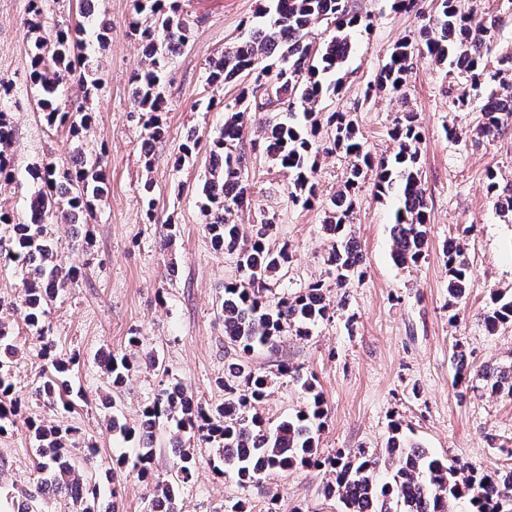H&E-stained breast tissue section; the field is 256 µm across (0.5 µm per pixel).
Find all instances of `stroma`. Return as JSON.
Returning a JSON list of instances; mask_svg holds the SVG:
<instances>
[{
	"instance_id": "1",
	"label": "stroma",
	"mask_w": 512,
	"mask_h": 512,
	"mask_svg": "<svg viewBox=\"0 0 512 512\" xmlns=\"http://www.w3.org/2000/svg\"><path fill=\"white\" fill-rule=\"evenodd\" d=\"M189 28V40L164 74V138L144 154L146 132L133 110L131 77L144 56L131 22L134 0H96V16L111 27L100 53L102 83L96 97L84 99L77 80H69L65 99L86 103L93 123L82 140L64 128L48 127L36 110L29 85L31 39L22 26L29 0H0V76L14 83L10 111L13 126L14 181L0 186V210L25 220L38 186L29 171L47 162L72 164L78 146L104 152L109 192L97 202L93 218L71 226L56 224L52 238L62 264L74 260L75 241H87L89 263L78 287L58 294L45 311L58 357L80 353L81 365L72 377L74 390L85 394L71 412L60 414L35 404L44 360L34 340L24 334L23 312L12 304L23 294V273L17 264L0 268V321L17 331L25 355L13 365L14 393L22 398L24 417L37 424L79 428L100 450L104 467L115 470L113 490H102L100 512H145L148 484L121 466L120 459L135 445L113 435L101 405L108 392L95 362L101 350L123 352L131 332H140L144 348L156 351L170 377L196 397L216 405L224 400L220 382L225 363L234 360L224 346V325L218 298L224 283L236 275L231 256L214 251L204 231L201 186L208 166V142L224 124V106L233 102L234 85L207 84L210 59L232 46L254 21L264 0H178ZM473 22L497 18L488 59L497 63L512 55V0H460ZM354 13L374 19L370 30L352 33L353 52L340 95L328 99L327 111L355 116L358 135L374 158L393 155L397 147L390 129L405 109L418 112L422 125L421 166L428 201L430 232L424 260L402 268L392 259L391 229L395 196L378 194L373 176H366L357 195L352 234L364 256L361 280L340 288L328 277L325 259L331 248L322 228L324 211L342 186L350 159L344 152L320 157L315 174L318 200L314 205L288 199L287 170L262 155H254L244 178L251 186L247 205L237 221L250 227L261 217L272 218L270 244L287 246L288 267L277 290L292 294L321 280L336 305L329 321L311 336L286 332L279 347L252 354L251 365L271 375L270 394L263 406L266 421L276 423L304 405V399L281 365L314 373L327 405V422L318 451L328 455L342 448L380 452L392 422L436 456L492 474L512 458V399L478 388L458 396L453 385L454 349H462L475 369L512 364V324L488 333L478 319L490 289L512 293V213L496 209L487 193V175L512 183V128L489 141L474 129L479 103L459 109L462 93L458 72L420 56L407 81L405 98L387 92L365 99L396 41L417 34L413 14L394 11L392 0H349ZM459 138L448 135L449 128ZM201 143L192 158L180 160L179 147L188 134ZM153 187L155 211L161 221L148 223L144 184ZM474 231L467 240L473 272L468 296L448 304L445 251L459 227ZM175 228L171 248L159 241ZM161 377L143 369L132 374L116 396L121 422L137 426L141 411L156 395ZM200 464L192 483L178 495L180 512H232L244 502L247 512H336L321 489L325 471L294 468L266 476L259 484L241 487L233 473L217 476L208 460L211 448L195 444ZM35 444L27 425L0 433V485L18 490L33 479Z\"/></svg>"
}]
</instances>
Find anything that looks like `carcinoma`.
I'll return each instance as SVG.
<instances>
[{
	"label": "carcinoma",
	"mask_w": 512,
	"mask_h": 512,
	"mask_svg": "<svg viewBox=\"0 0 512 512\" xmlns=\"http://www.w3.org/2000/svg\"><path fill=\"white\" fill-rule=\"evenodd\" d=\"M44 0H31L32 16L25 20L32 39V71L29 81L37 96L46 124L66 126L78 137L91 123V113L83 105L63 108L60 87L64 80L78 76L91 98L99 89L98 80L89 81L77 67L92 68L85 53L82 26L74 28L56 24L51 38L41 35ZM247 36L211 60L206 76L213 85L249 76L254 82H268L267 90L275 101L288 105L287 112L271 117L257 116L251 110L253 90L241 88L235 104L224 112V126L209 143V163L202 193L203 227L213 247L233 256L240 276L224 282V295L219 301L224 323V342L239 350V359L228 366L230 380L224 382V402L212 405L189 394L179 380L171 381L158 391L141 413L138 451L131 470L139 479L152 480L153 443L157 432L174 430L178 455L173 469L175 477L168 483L155 484L149 512L163 500L167 512H177L175 502L180 487L193 481L199 460L189 443L199 441L215 449L213 469L221 474L233 471L242 486L255 485L273 470L286 471L297 465L329 469L331 480L322 493L335 500L337 512H503V504L512 501V465L487 474L469 465L444 462L406 437L401 423L394 422L385 443L383 456L365 452H338L321 461L316 456L318 435L327 418L322 393L313 375L298 367L284 365L280 374L306 397V405L275 425L260 413L268 395L269 378L254 369L251 352L275 349L283 333L293 327L298 336L310 335L317 323L332 317L324 284L315 282L293 295H272L275 276L288 265V249H273L269 237L273 223L266 217L251 225L246 233L236 223L235 214L248 200L249 184L243 179L249 156L239 147L246 125L257 129L252 150L257 151L288 170L291 182L288 197L293 203L307 205L316 196L315 165L322 154L338 150L352 157L349 176L343 188L331 199L325 211L324 231L332 240L326 265L336 286L343 288L361 277L363 260L355 257V239L350 230L355 205V192L365 174L375 173L377 193L395 192L401 207L393 225L392 254L399 266H417L425 257L429 227L427 200L423 188L418 145L421 125L414 112H399L393 121L392 139L398 151L391 158L373 161L365 152L357 135L353 117L346 112H329L321 123L322 103L328 96L341 92V72L351 52L350 32L369 27L370 19L348 9V0H268ZM132 31L142 43L144 66L132 75L134 111L146 117V141L164 137L165 130L158 115L163 103L162 74L173 47L183 49L188 42V26L179 14L177 0H135ZM323 22L333 27V36L316 45L310 37L313 25ZM496 19L474 25L458 8L457 0H436L435 13L422 19L419 39L397 42L388 60L379 70L375 84L365 95L389 91L404 97L413 61L427 55L440 64L466 74V86L455 104L462 109L474 100H483L481 120L474 134L493 139L500 134L511 112H500L494 104L498 94L487 92L498 72L488 69L487 38ZM13 84L0 77V182L13 181L12 158L8 148L12 142V123L4 108ZM33 180L42 184L30 201L29 219L15 222L7 212H0V224L10 229V248L0 259L25 267L24 294L21 305L24 321L36 336L40 354L45 360L44 380L36 396L44 405L70 411L74 395L70 376L75 360L55 357V344L49 339V328L43 317L44 305L66 288L78 286L81 266H63L49 242L46 218L52 216L66 224H75L81 216H94V202L107 193L102 158L96 151L80 152L72 168L59 169L51 162L30 169ZM487 191L497 209L512 213V183L502 186L494 173L487 176ZM472 227L453 239L454 247L446 251L448 297L456 303L470 291L472 273L464 236ZM479 319L486 331L512 323V294L492 290L489 306ZM143 340L131 336L127 352L104 353L99 358L103 375L112 387L123 386L132 371L144 365L168 373L163 359L147 354L145 363L136 359ZM24 351L15 335L0 322V432L17 424L18 404L13 394L10 368ZM455 383L468 382L476 375L483 388L493 395L512 398V365L486 368L476 374L461 350L453 353ZM36 441L37 462L34 485L21 491L19 501L24 512H42L43 502L53 499L62 512H99V465L95 463L96 446L82 440L75 428L46 429L28 423Z\"/></svg>",
	"instance_id": "1"
}]
</instances>
